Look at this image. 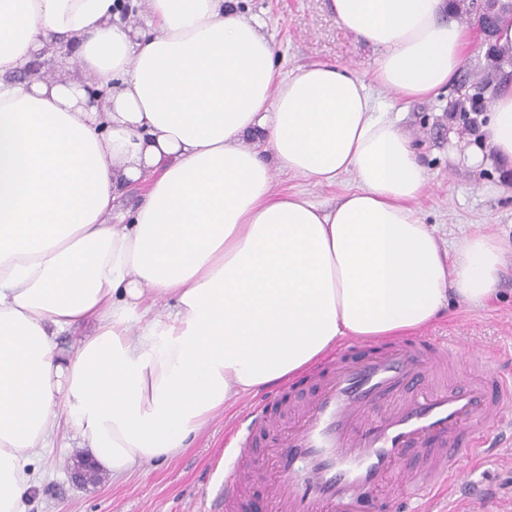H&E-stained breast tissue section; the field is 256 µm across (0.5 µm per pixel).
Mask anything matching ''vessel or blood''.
I'll use <instances>...</instances> for the list:
<instances>
[{"mask_svg":"<svg viewBox=\"0 0 512 512\" xmlns=\"http://www.w3.org/2000/svg\"><path fill=\"white\" fill-rule=\"evenodd\" d=\"M368 346L362 358L338 351L286 414L271 397L242 413L224 440V512H246L255 471L274 512H397L462 477L512 414V379L487 373L482 351L440 336Z\"/></svg>","mask_w":512,"mask_h":512,"instance_id":"b4317fda","label":"vessel or blood"}]
</instances>
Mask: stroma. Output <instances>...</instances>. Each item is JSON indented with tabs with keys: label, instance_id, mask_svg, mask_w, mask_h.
I'll use <instances>...</instances> for the list:
<instances>
[{
	"label": "stroma",
	"instance_id": "obj_1",
	"mask_svg": "<svg viewBox=\"0 0 512 512\" xmlns=\"http://www.w3.org/2000/svg\"><path fill=\"white\" fill-rule=\"evenodd\" d=\"M328 0H238L239 10L261 22L273 41L284 68L312 62L349 66L364 79L372 77L371 51L336 22ZM379 102L397 118L428 172V186L417 206L425 223L435 225L442 243L454 244L483 226L512 247V168L492 164L479 170L462 166L448 150V133L469 135L462 121H450L448 103L457 96L447 90L430 99L405 103L395 94L374 87ZM352 177L320 185L280 175L278 191H301L322 204L336 203L354 188ZM423 335L445 336L462 347H478L494 354L493 372L512 376V266L502 273L498 299L482 309L451 299L446 313L423 328ZM217 416L191 448L172 460H159L121 478L103 475L95 486L77 487L68 465L78 448L34 450L39 483L25 500V512H207L224 487V454L229 428ZM480 497L482 512H512V444L472 458L461 485L447 497L419 504L420 512H465L471 497Z\"/></svg>",
	"mask_w": 512,
	"mask_h": 512
}]
</instances>
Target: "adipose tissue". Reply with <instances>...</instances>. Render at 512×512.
<instances>
[{
	"label": "adipose tissue",
	"mask_w": 512,
	"mask_h": 512,
	"mask_svg": "<svg viewBox=\"0 0 512 512\" xmlns=\"http://www.w3.org/2000/svg\"><path fill=\"white\" fill-rule=\"evenodd\" d=\"M330 7L373 83L407 101L453 84L471 35L448 0ZM69 45L78 73L10 81ZM369 86L337 63L281 70L237 0H149L142 26L116 0H0V512H24L30 451L60 431L117 478L342 341L497 297L512 250L487 230L441 248L415 206L427 171ZM479 121L457 160L512 166V81ZM283 172L356 186L326 206L274 191Z\"/></svg>",
	"instance_id": "ef3b65f1"
}]
</instances>
